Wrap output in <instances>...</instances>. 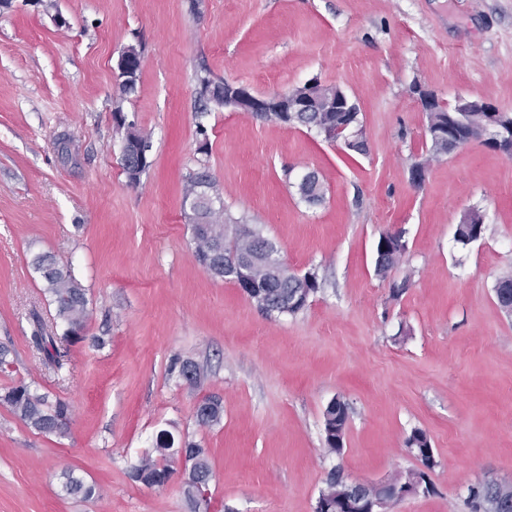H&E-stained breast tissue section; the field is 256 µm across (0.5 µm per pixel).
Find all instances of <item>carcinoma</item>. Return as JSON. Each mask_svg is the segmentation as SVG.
Listing matches in <instances>:
<instances>
[{
  "mask_svg": "<svg viewBox=\"0 0 512 512\" xmlns=\"http://www.w3.org/2000/svg\"><path fill=\"white\" fill-rule=\"evenodd\" d=\"M200 97L203 107L214 105L218 108L230 106L224 98V91H215L216 82L210 76L198 77ZM256 117L267 121H279L286 124H298L310 129L322 125L343 128V135L350 136L362 128L357 112H258ZM448 123L449 140L465 145L478 140L483 135L485 124L482 112H431L428 115L430 128ZM301 198L314 204L323 199V188L316 179L299 191ZM210 210L201 208L191 224L195 247L201 246V239L209 238L216 251V260L222 266L221 278L235 284L250 280L253 282L251 293L247 297L269 316L295 315L304 310L309 299L320 288L321 281L314 270L300 275L292 271L286 263L275 264L279 251L275 243L266 238L254 224L233 225V237L227 239L226 226L210 222ZM485 231L482 221L472 220L469 224H457L456 241L466 244L481 238ZM32 266L44 283L45 292L54 306L55 319L65 324L63 334H57V328L45 322L38 313H33L35 324L32 343L43 354L46 363L60 369L67 356L68 347L82 339L88 317V299L86 289L74 277L69 265L64 264L49 253H39L32 258ZM0 403L27 426L42 434H63L69 422V405L62 399H49L29 384H19L5 389L0 395ZM342 411L328 409L323 413L325 441L329 442L338 434H345L350 419V407L345 401ZM201 413L207 416L203 425L210 426L221 420L224 407L220 399L207 396L200 401ZM191 459L192 469L202 483V489H208L211 468L206 449L199 444L185 440ZM175 447V438L161 430L156 436L153 452L142 455L130 467L129 475L135 482L147 487L166 484L169 470L170 449ZM347 481L341 471L334 468L326 478L322 492L331 498L346 493ZM64 491L69 496L89 500L95 496V487L72 473L65 475ZM487 493L484 487L476 483L469 488L471 512H487L485 508Z\"/></svg>",
  "mask_w": 512,
  "mask_h": 512,
  "instance_id": "1",
  "label": "carcinoma"
}]
</instances>
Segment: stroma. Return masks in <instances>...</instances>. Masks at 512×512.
<instances>
[{
    "instance_id": "35a3bbf8",
    "label": "stroma",
    "mask_w": 512,
    "mask_h": 512,
    "mask_svg": "<svg viewBox=\"0 0 512 512\" xmlns=\"http://www.w3.org/2000/svg\"><path fill=\"white\" fill-rule=\"evenodd\" d=\"M13 0L0 11V344L24 381L65 400L64 435H45L0 404V512H190L180 475L162 487L129 470L159 431L209 451L211 512H314L329 470L380 480L418 466L430 437L433 491L389 512H471L487 473L512 483V316L495 285L512 272V158L474 142L425 155L421 85L451 102L512 111V0ZM142 54L134 94L117 61ZM260 93L309 80L340 86L360 112L367 152L347 155L316 130L201 110L200 73ZM122 110L151 141L137 186L122 166ZM73 144L61 156L59 138ZM208 171L226 218L259 225L298 273L322 286L296 315L269 317L194 256L190 176ZM316 171L320 204L303 201ZM483 236L454 233L469 209ZM408 252L375 272L381 232ZM70 263L87 290L82 341L56 372L31 344V314L54 309L31 260ZM407 281L392 296L393 281ZM201 367L196 387L179 375ZM219 397V424L194 416ZM350 406L341 455L323 411ZM74 471L96 487L62 490Z\"/></svg>"
}]
</instances>
